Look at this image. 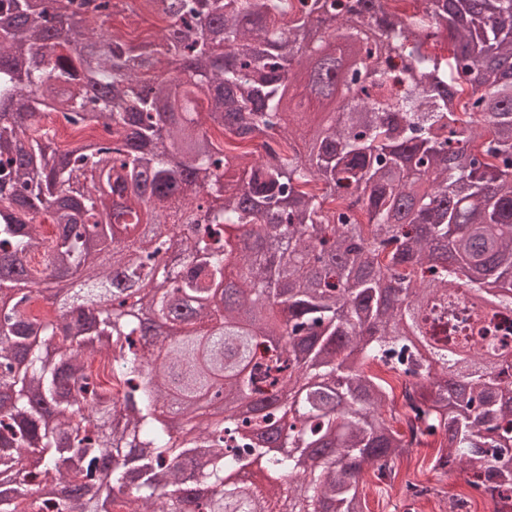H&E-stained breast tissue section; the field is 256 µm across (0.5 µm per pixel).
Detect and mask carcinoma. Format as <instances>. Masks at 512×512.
<instances>
[{"label": "carcinoma", "instance_id": "1", "mask_svg": "<svg viewBox=\"0 0 512 512\" xmlns=\"http://www.w3.org/2000/svg\"><path fill=\"white\" fill-rule=\"evenodd\" d=\"M148 2L162 36L134 45L112 0H0V512H367L364 465L392 481L422 445L512 512V343L477 336L512 313V0ZM52 112L111 138L54 148ZM49 269L86 278L70 317L32 312ZM144 308L192 315L146 376Z\"/></svg>", "mask_w": 512, "mask_h": 512}]
</instances>
